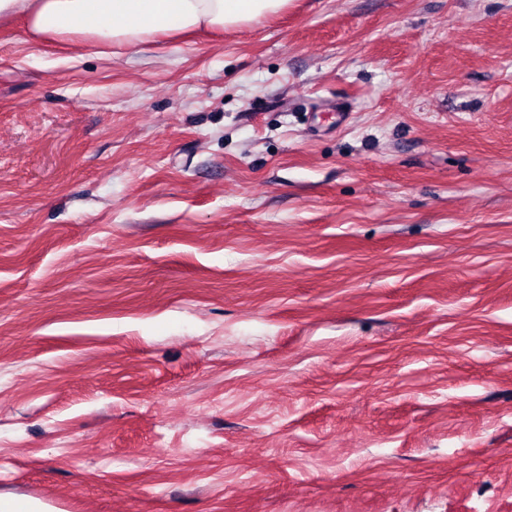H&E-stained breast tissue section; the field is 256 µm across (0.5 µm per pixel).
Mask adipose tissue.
I'll list each match as a JSON object with an SVG mask.
<instances>
[{"mask_svg":"<svg viewBox=\"0 0 512 512\" xmlns=\"http://www.w3.org/2000/svg\"><path fill=\"white\" fill-rule=\"evenodd\" d=\"M290 0H0V23L22 20L46 42L105 51L195 32L241 30L285 11Z\"/></svg>","mask_w":512,"mask_h":512,"instance_id":"obj_1","label":"adipose tissue"}]
</instances>
